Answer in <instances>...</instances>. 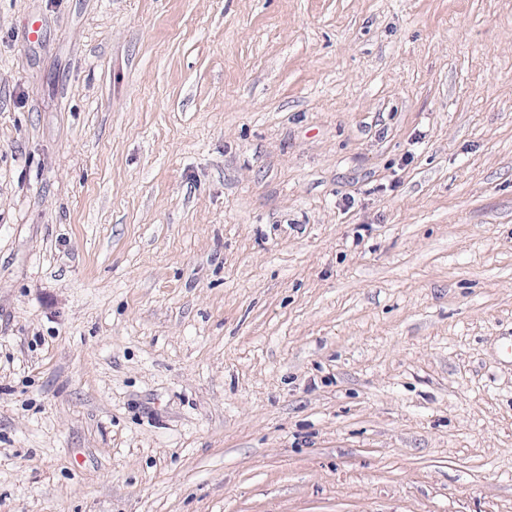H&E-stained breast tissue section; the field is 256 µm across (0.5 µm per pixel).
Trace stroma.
<instances>
[{"label":"stroma","mask_w":512,"mask_h":512,"mask_svg":"<svg viewBox=\"0 0 512 512\" xmlns=\"http://www.w3.org/2000/svg\"><path fill=\"white\" fill-rule=\"evenodd\" d=\"M512 0H0V512H512Z\"/></svg>","instance_id":"1"}]
</instances>
